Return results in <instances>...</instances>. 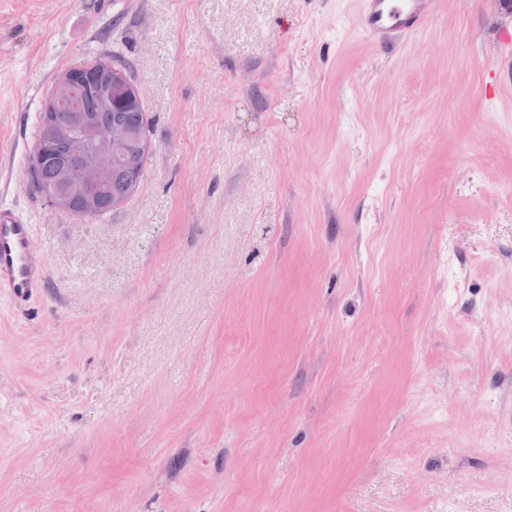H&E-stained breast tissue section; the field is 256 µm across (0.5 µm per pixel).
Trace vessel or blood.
Instances as JSON below:
<instances>
[{"label": "vessel or blood", "mask_w": 512, "mask_h": 512, "mask_svg": "<svg viewBox=\"0 0 512 512\" xmlns=\"http://www.w3.org/2000/svg\"><path fill=\"white\" fill-rule=\"evenodd\" d=\"M437 8L438 0H364L361 24L388 44L414 32ZM43 274L32 224L17 208L0 205V297L18 306L27 303Z\"/></svg>", "instance_id": "obj_1"}]
</instances>
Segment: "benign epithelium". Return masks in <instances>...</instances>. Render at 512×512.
I'll return each mask as SVG.
<instances>
[{"mask_svg": "<svg viewBox=\"0 0 512 512\" xmlns=\"http://www.w3.org/2000/svg\"><path fill=\"white\" fill-rule=\"evenodd\" d=\"M114 85L123 87L129 105L140 104L136 88L124 82V77L113 69L112 63H104L98 69V80L85 85L81 84V70L72 66L57 78L51 97L45 101L44 111L50 112L55 106L69 101L80 88L97 95L110 106ZM141 160L139 136L118 120L112 126V149L95 151L79 164H61L55 180L42 186L41 193L53 205L70 211L75 217L92 220L97 206L96 191L115 167H121L127 174L129 196L135 195L143 173Z\"/></svg>", "mask_w": 512, "mask_h": 512, "instance_id": "7a95c632", "label": "benign epithelium"}]
</instances>
